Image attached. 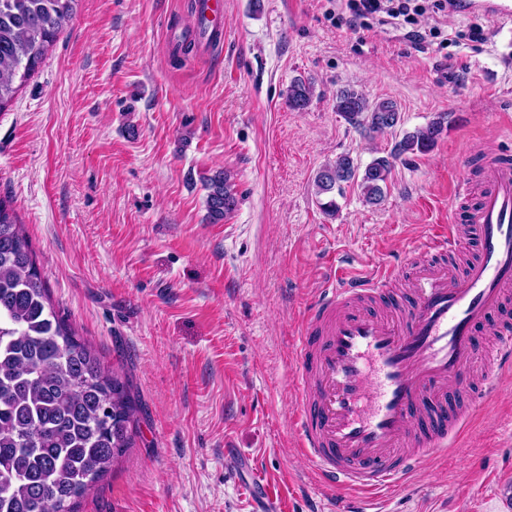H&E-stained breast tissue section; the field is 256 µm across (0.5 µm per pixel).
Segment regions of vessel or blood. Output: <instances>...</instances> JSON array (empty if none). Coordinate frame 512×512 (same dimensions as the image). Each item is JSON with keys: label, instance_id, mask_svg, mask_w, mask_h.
Instances as JSON below:
<instances>
[{"label": "vessel or blood", "instance_id": "1", "mask_svg": "<svg viewBox=\"0 0 512 512\" xmlns=\"http://www.w3.org/2000/svg\"><path fill=\"white\" fill-rule=\"evenodd\" d=\"M461 12L512 20V0H459ZM204 43L224 34V0H202ZM482 190L463 229L434 225L420 259L407 263V288L393 289L390 266L351 280L339 274L306 311L296 343L292 416L301 453L327 486L360 492L333 512H367L430 452L447 448L469 414L460 401L470 369L482 364L489 398L512 372V324L486 345L479 334L512 300V163L488 159ZM477 252L464 269L450 264L468 238ZM258 512H278L279 496L251 479Z\"/></svg>", "mask_w": 512, "mask_h": 512}]
</instances>
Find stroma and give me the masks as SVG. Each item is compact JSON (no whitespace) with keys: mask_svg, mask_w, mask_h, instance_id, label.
I'll return each mask as SVG.
<instances>
[{"mask_svg":"<svg viewBox=\"0 0 512 512\" xmlns=\"http://www.w3.org/2000/svg\"><path fill=\"white\" fill-rule=\"evenodd\" d=\"M195 0H79L73 20L0 111V196L24 226L52 302L125 375L133 448L78 512H254L236 448L282 512H325L337 493L302 457L291 420L294 343L336 267H402L448 221L459 150L512 161V23L454 13L456 42L416 49L374 20L337 26L329 0H224V40L176 53ZM486 42H470L475 24ZM311 80L301 111L286 100ZM394 101L400 129L362 134L338 91ZM445 117L433 150L395 160L384 201L356 186L323 213L330 159L389 155ZM238 204L207 218L204 175ZM512 380L425 455L377 512H507ZM312 91L309 83L301 79H295L288 87L287 102L293 110H304L311 101Z\"/></svg>","mask_w":512,"mask_h":512,"instance_id":"stroma-1","label":"stroma"}]
</instances>
